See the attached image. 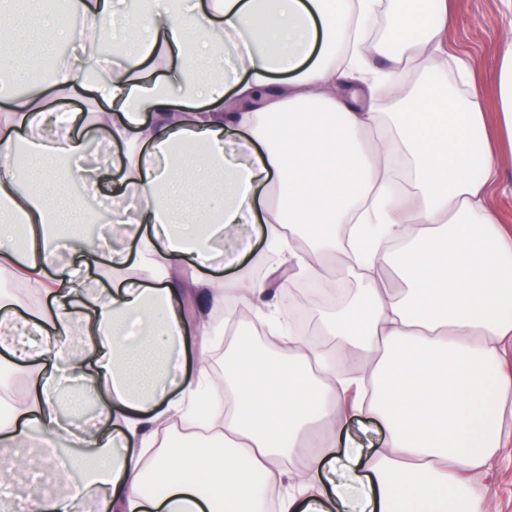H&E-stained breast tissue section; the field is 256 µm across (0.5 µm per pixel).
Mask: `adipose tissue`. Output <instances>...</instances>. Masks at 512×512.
<instances>
[{"instance_id": "adipose-tissue-1", "label": "adipose tissue", "mask_w": 512, "mask_h": 512, "mask_svg": "<svg viewBox=\"0 0 512 512\" xmlns=\"http://www.w3.org/2000/svg\"><path fill=\"white\" fill-rule=\"evenodd\" d=\"M12 2L0 0V278L24 279L47 307L24 315L0 296V356L52 370L0 414V512L21 497L31 512H328L348 495L326 485L323 461L354 413L385 432L348 474V486L367 484L368 512H492L486 467L512 445V229L488 199L512 153V43L489 112L477 77L463 91L430 78L453 0H139L132 21L146 34L112 56L93 45L117 19L113 0H70L86 22L78 35L38 0ZM63 41L74 49L49 81L9 91L16 47ZM167 65L171 77L154 78ZM382 83L389 112L372 102ZM82 91L84 112L50 111V97ZM79 124L119 147L109 219L137 241V262L88 238L56 264L59 211L87 210L70 186L102 176L82 162ZM258 206L266 248L234 280L173 275L188 256L206 265L212 241ZM106 253L110 291L87 277ZM332 262L358 292L343 286L324 329L287 327L256 268ZM137 263L151 284L132 278ZM195 293L224 312L220 378L201 350L186 369L183 303ZM246 311L271 334L263 347L245 336ZM77 336L99 349L95 366ZM66 374L105 398L111 429L71 428L57 405ZM219 384L211 445L192 447L174 425ZM63 439L86 465L59 497L29 482L15 450L55 463ZM306 443L302 469L286 468Z\"/></svg>"}]
</instances>
